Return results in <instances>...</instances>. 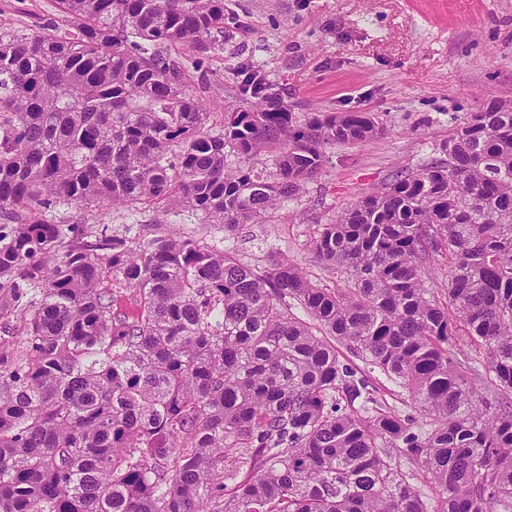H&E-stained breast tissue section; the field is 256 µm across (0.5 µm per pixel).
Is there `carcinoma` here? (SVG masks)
<instances>
[{
	"mask_svg": "<svg viewBox=\"0 0 512 512\" xmlns=\"http://www.w3.org/2000/svg\"><path fill=\"white\" fill-rule=\"evenodd\" d=\"M58 3L49 28L0 26V290L21 322L0 336V512H512V99L314 225L309 249L345 275L327 288L285 258L258 271L174 231L34 214L168 200L231 235L328 149L384 134L366 112L293 124L251 66L250 108L212 135L191 80L224 43V0ZM377 378V385L382 392V399L388 407L398 410L401 413H414V408L410 406V400L407 393L402 388L398 387L392 381L387 380L384 376L373 373L371 374Z\"/></svg>",
	"mask_w": 512,
	"mask_h": 512,
	"instance_id": "cac0c4a2",
	"label": "carcinoma"
}]
</instances>
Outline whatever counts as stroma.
Segmentation results:
<instances>
[{
    "label": "stroma",
    "instance_id": "stroma-1",
    "mask_svg": "<svg viewBox=\"0 0 512 512\" xmlns=\"http://www.w3.org/2000/svg\"><path fill=\"white\" fill-rule=\"evenodd\" d=\"M224 14V46L192 80L211 132L225 112L249 108L237 73L247 63L287 90L297 123L316 112H366L384 135L329 149L305 193L229 237L222 225L163 202L133 210L60 205L43 219L105 224L130 237L174 224L258 270L270 254H284L332 287L336 272L307 246L312 224L335 220L395 170L436 158L485 95L512 98V0H224ZM57 17L56 0H0V20L20 33Z\"/></svg>",
    "mask_w": 512,
    "mask_h": 512
}]
</instances>
